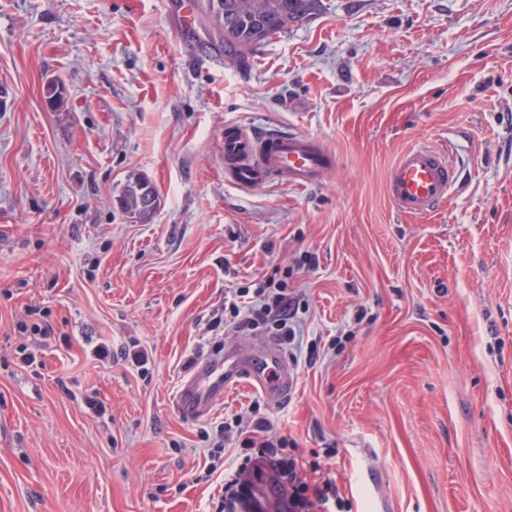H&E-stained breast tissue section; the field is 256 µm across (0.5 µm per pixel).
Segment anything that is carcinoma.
<instances>
[{
	"label": "carcinoma",
	"instance_id": "cac0c4a2",
	"mask_svg": "<svg viewBox=\"0 0 512 512\" xmlns=\"http://www.w3.org/2000/svg\"><path fill=\"white\" fill-rule=\"evenodd\" d=\"M319 0H209L211 17L224 29V53L245 60L258 46L311 16ZM123 208L143 217L159 198L146 179L128 182L119 197Z\"/></svg>",
	"mask_w": 512,
	"mask_h": 512
}]
</instances>
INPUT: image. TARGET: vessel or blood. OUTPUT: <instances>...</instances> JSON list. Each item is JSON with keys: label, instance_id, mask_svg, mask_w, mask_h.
<instances>
[{"label": "vessel or blood", "instance_id": "obj_1", "mask_svg": "<svg viewBox=\"0 0 512 512\" xmlns=\"http://www.w3.org/2000/svg\"><path fill=\"white\" fill-rule=\"evenodd\" d=\"M166 10L176 30H195L194 0H168ZM224 178L241 190L273 181L298 189L320 185L337 160L318 137L292 128L261 130L249 124L227 123L223 139ZM460 178L447 154L421 145L402 153L387 176V193L406 215L432 212L446 203ZM249 382L273 403L286 400L295 385L288 360L275 341H267L259 355L227 349L202 356L179 385L174 409L194 419L206 416L225 392Z\"/></svg>", "mask_w": 512, "mask_h": 512}]
</instances>
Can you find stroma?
Instances as JSON below:
<instances>
[{"label":"stroma","mask_w":512,"mask_h":512,"mask_svg":"<svg viewBox=\"0 0 512 512\" xmlns=\"http://www.w3.org/2000/svg\"><path fill=\"white\" fill-rule=\"evenodd\" d=\"M223 55L203 9L186 41L163 0H0V512H208L235 458L200 479L204 433L252 404L342 512H512V0H320L246 65ZM232 121L311 133L338 165L240 190ZM419 145L461 177L409 216L386 179ZM140 176L142 220L118 201ZM276 269L292 394L174 412L190 359L272 338L213 324ZM119 202L130 213L143 218L157 208L159 198L148 180L136 179L124 186Z\"/></svg>","instance_id":"1"}]
</instances>
